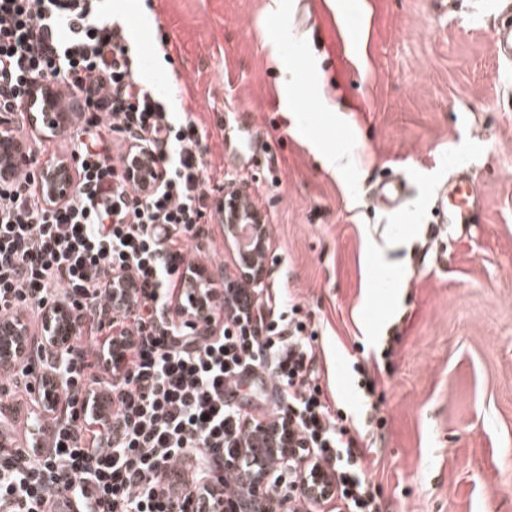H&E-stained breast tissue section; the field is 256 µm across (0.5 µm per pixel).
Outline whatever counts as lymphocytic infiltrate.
Returning a JSON list of instances; mask_svg holds the SVG:
<instances>
[{"label":"lymphocytic infiltrate","instance_id":"1","mask_svg":"<svg viewBox=\"0 0 512 512\" xmlns=\"http://www.w3.org/2000/svg\"><path fill=\"white\" fill-rule=\"evenodd\" d=\"M100 0H0V113L17 135L49 86L73 92L89 119L67 136L74 191L50 200L28 168L0 177V318L65 303L76 333L36 367L0 376L19 402L34 384L56 386L60 413L47 446L14 444L0 412V512H47L55 494L78 512H212L255 416L241 393H271L274 423H288L307 472L326 468L336 512H383L351 436L316 371L319 331L290 293L255 289L248 304L213 294L188 322L189 244L207 215L205 130L171 112L136 76L126 27L100 18ZM146 151L158 185L141 190L126 164ZM137 289L112 297L113 279ZM301 472L278 464L272 498L311 512Z\"/></svg>","mask_w":512,"mask_h":512}]
</instances>
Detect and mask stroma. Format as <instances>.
<instances>
[{
    "mask_svg": "<svg viewBox=\"0 0 512 512\" xmlns=\"http://www.w3.org/2000/svg\"><path fill=\"white\" fill-rule=\"evenodd\" d=\"M350 2L106 0L103 15L126 23L139 78L206 131L191 256L216 282L233 267L216 206L228 183L253 188L265 283L319 326L318 365L374 448L385 512H512V62L492 45L512 0H364L358 17ZM352 143L359 160L334 174L323 152ZM462 173L483 221L430 239ZM392 175L409 180L397 216L375 197Z\"/></svg>",
    "mask_w": 512,
    "mask_h": 512,
    "instance_id": "35a3bbf8",
    "label": "stroma"
}]
</instances>
